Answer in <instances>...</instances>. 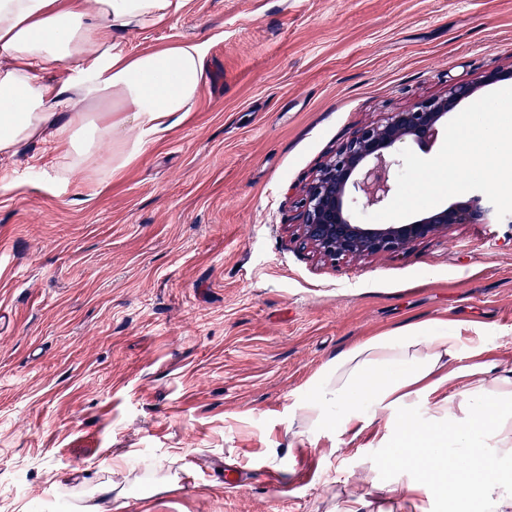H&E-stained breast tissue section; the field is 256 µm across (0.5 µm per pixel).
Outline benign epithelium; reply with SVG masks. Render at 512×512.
I'll use <instances>...</instances> for the list:
<instances>
[{
    "mask_svg": "<svg viewBox=\"0 0 512 512\" xmlns=\"http://www.w3.org/2000/svg\"><path fill=\"white\" fill-rule=\"evenodd\" d=\"M511 77L512 69L487 71L474 82L450 86L443 96L386 112L378 122L356 130L306 185L299 203L297 238L316 254L336 262L405 253L454 224H512L511 214L498 219L484 194L429 210L405 224H360L352 217L354 207L376 212L389 203L403 167L398 153L409 142L433 140L459 103Z\"/></svg>",
    "mask_w": 512,
    "mask_h": 512,
    "instance_id": "obj_1",
    "label": "benign epithelium"
}]
</instances>
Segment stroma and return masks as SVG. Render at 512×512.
<instances>
[{"instance_id":"stroma-1","label":"stroma","mask_w":512,"mask_h":512,"mask_svg":"<svg viewBox=\"0 0 512 512\" xmlns=\"http://www.w3.org/2000/svg\"><path fill=\"white\" fill-rule=\"evenodd\" d=\"M121 40L200 43L206 78L103 188L35 176L37 142L0 161V512L102 476L124 490L107 512H415L370 502L419 475L380 466L383 425L307 431L297 407L323 364L411 323L446 322L455 367L512 370V226L334 263L294 224L356 129L512 67V0H183Z\"/></svg>"}]
</instances>
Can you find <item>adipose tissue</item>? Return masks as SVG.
Instances as JSON below:
<instances>
[{
  "label": "adipose tissue",
  "instance_id": "1",
  "mask_svg": "<svg viewBox=\"0 0 512 512\" xmlns=\"http://www.w3.org/2000/svg\"><path fill=\"white\" fill-rule=\"evenodd\" d=\"M181 0H0V159L37 141L56 159L50 182L115 173L165 136L192 111L206 72L202 45L183 41L130 53L120 33L155 25ZM459 341L447 325L416 323L370 336L320 369L299 405L306 428L345 435L381 411L410 409L449 377L462 379L463 413L448 400L432 415L387 424L393 466L429 473L412 481V503L435 495L466 512H512L493 495L486 472L512 460V371L479 365L489 382L469 384L470 369L449 370Z\"/></svg>",
  "mask_w": 512,
  "mask_h": 512
}]
</instances>
